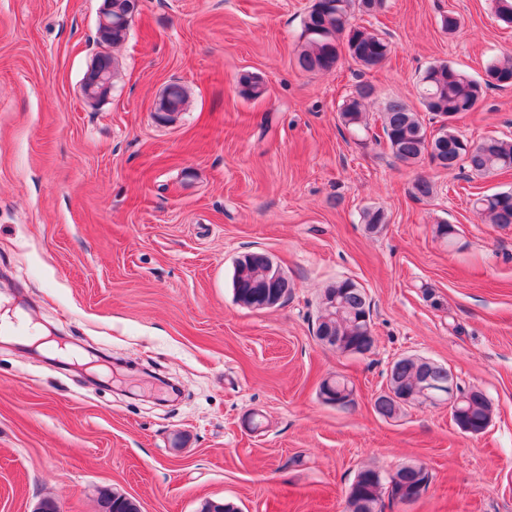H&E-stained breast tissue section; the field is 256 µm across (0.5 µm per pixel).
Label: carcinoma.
<instances>
[{"instance_id": "obj_1", "label": "carcinoma", "mask_w": 512, "mask_h": 512, "mask_svg": "<svg viewBox=\"0 0 512 512\" xmlns=\"http://www.w3.org/2000/svg\"><path fill=\"white\" fill-rule=\"evenodd\" d=\"M384 0H315L303 21V42L295 53L296 65L305 72H325L335 69L342 57H349L359 67L371 70L381 66L391 53V42L377 32H371L357 22V16H371L379 11ZM492 10L506 27H512V0H491ZM136 5L129 0H112V15L127 17L124 23L112 25L111 46L123 43L128 35L130 18ZM242 95L259 98L266 93L262 79L252 73L239 78ZM419 97L423 111L437 118L441 115L458 117L473 111L484 99L490 88L512 87V54L491 59L484 77L475 79L449 62L429 65L421 74ZM374 96L373 86L359 82L343 101L339 121L349 134L360 136L367 132V104ZM187 98L185 86L172 83L165 89L157 110L180 112ZM382 131L393 156L406 164H415L423 157L440 158L438 167L454 171L466 169L470 173L485 177L497 171L512 170V139L489 137L478 143L450 127L447 133L427 131L419 112L403 100H388L382 112ZM435 193L430 180L419 177L412 184V195L418 199ZM472 207L482 223L503 227L512 224V190L483 194L473 200ZM246 275L239 278L234 289L236 301L252 309L265 308L266 296L283 289L269 287L273 265L269 256L262 252H248L241 256ZM338 301L342 308L324 312L317 324L316 332L328 327L334 335L345 340L346 345H355L356 354L364 356L374 350L375 338L372 321L358 322L359 316L370 310V301L365 289L355 282L344 279L336 281ZM395 382L409 391L420 394L421 367L412 357L398 360ZM470 409L472 416L489 418L492 405L485 395L474 392ZM357 482L350 486L346 496L347 512H382L383 500L401 503L400 488L380 480L379 470L373 467L361 469ZM99 502L104 512H140L136 501L109 488L98 490ZM199 512H240L232 501L205 500Z\"/></svg>"}]
</instances>
